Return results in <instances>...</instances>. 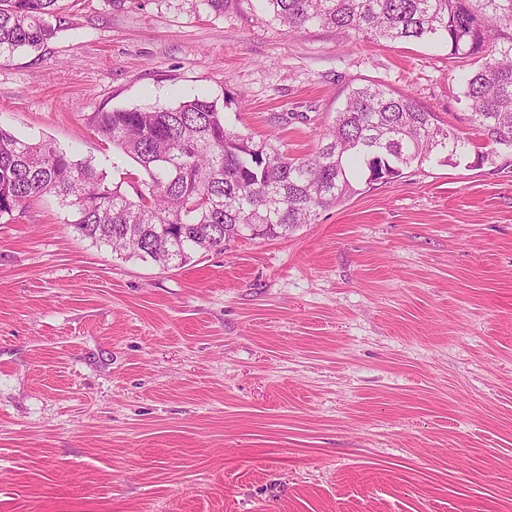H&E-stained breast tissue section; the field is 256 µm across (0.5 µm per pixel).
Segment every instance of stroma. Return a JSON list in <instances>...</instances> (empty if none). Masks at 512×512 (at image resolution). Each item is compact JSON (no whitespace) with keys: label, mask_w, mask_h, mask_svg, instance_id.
<instances>
[{"label":"stroma","mask_w":512,"mask_h":512,"mask_svg":"<svg viewBox=\"0 0 512 512\" xmlns=\"http://www.w3.org/2000/svg\"><path fill=\"white\" fill-rule=\"evenodd\" d=\"M470 68L439 41L290 31L264 0H87L0 55V127L117 182L133 164L93 113L203 96L301 156L375 81L474 142ZM71 219L53 199L0 219V512H512L504 157H436L179 268Z\"/></svg>","instance_id":"stroma-1"}]
</instances>
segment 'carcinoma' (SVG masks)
Segmentation results:
<instances>
[{
	"mask_svg": "<svg viewBox=\"0 0 512 512\" xmlns=\"http://www.w3.org/2000/svg\"><path fill=\"white\" fill-rule=\"evenodd\" d=\"M290 30L320 25L375 40H442L452 58H474L461 84L482 137L478 162L512 150V0H266ZM79 0H0V53L38 49L69 25ZM95 130L136 165L123 183L90 159L43 139L0 128V218L49 196L70 209L75 232L125 259L168 268L222 252L239 237L286 238L319 211L356 193L354 182L391 183L442 154L453 161L472 142L387 84L349 89L315 150L296 157L270 139L226 127L217 101L196 96L175 106L115 108L91 118ZM491 151H485V148ZM127 188H122V185ZM256 235H251V232Z\"/></svg>",
	"mask_w": 512,
	"mask_h": 512,
	"instance_id": "carcinoma-1",
	"label": "carcinoma"
}]
</instances>
